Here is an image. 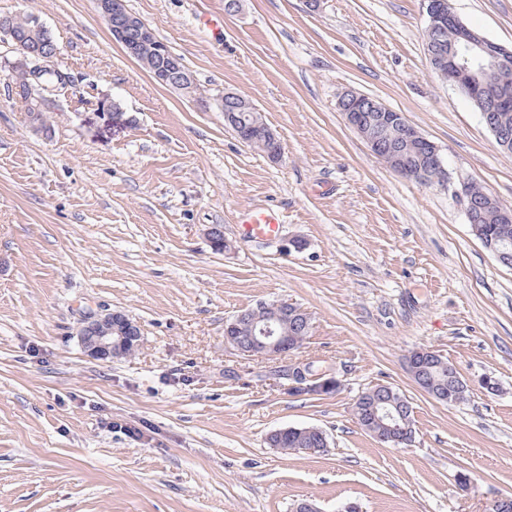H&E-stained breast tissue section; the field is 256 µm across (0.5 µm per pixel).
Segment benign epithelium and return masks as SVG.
<instances>
[{
  "instance_id": "1",
  "label": "benign epithelium",
  "mask_w": 512,
  "mask_h": 512,
  "mask_svg": "<svg viewBox=\"0 0 512 512\" xmlns=\"http://www.w3.org/2000/svg\"><path fill=\"white\" fill-rule=\"evenodd\" d=\"M95 4L99 15L112 30V39L125 47L127 55L139 58L144 50H150L155 82L193 97V74L181 66V58L156 36L154 29L127 8L126 0H95ZM427 15L426 33L431 35L427 49L433 69L440 73L447 70L455 75L457 89L481 106L484 124L500 146L507 152L512 150V138L500 131L498 125V111L512 107V90L502 86L492 96L486 97L483 95L486 83L480 77L486 66L491 72L512 69V50L473 32L448 9V0H427ZM29 23V34L21 39L15 34L12 23L1 20L0 42L10 44L17 53L13 68L26 73L28 100L34 101L28 120L33 129L39 130V110L45 104L43 76L49 72L46 63L53 61L60 49L39 17L30 18ZM447 27L455 32L456 45L451 47L440 38L441 31ZM219 107L224 112L225 125L242 141L260 138L266 145L267 157L274 162L280 160L281 142L252 102L234 92H226L220 97ZM338 108L346 123L367 140L372 152L382 159L390 158L391 168L400 175L423 184L446 178L438 147L414 129L402 113L353 90L341 94ZM395 123L404 128V135L398 141L387 136L388 128ZM464 204L472 233L483 238L487 249L499 263L512 267V248L499 243L496 237H484L479 227L483 213L489 209L495 210L496 223L512 224V210L489 195L479 201L466 196ZM250 313L249 309L243 310L224 323V343L241 355L274 359L294 351L310 335V315L292 303H274L271 314L261 323L252 319ZM79 337L90 357L107 361L122 357L135 347L141 337V329L125 314L108 312L85 321ZM406 363L410 375L424 391L442 400L446 399V394L453 393V387L444 390L425 377L426 364L444 363L439 352L421 348L409 353ZM288 379L292 382V391L312 394L322 392L326 384L333 382L331 374L317 373L308 363L288 366ZM367 394L370 396L372 420L385 423L381 441L391 445L411 443L413 437L409 429L394 423L395 416L402 417L404 412L400 408L394 412L387 407L390 390L373 388Z\"/></svg>"
}]
</instances>
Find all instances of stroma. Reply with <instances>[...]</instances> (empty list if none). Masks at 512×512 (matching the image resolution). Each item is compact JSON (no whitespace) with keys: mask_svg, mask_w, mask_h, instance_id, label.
<instances>
[{"mask_svg":"<svg viewBox=\"0 0 512 512\" xmlns=\"http://www.w3.org/2000/svg\"><path fill=\"white\" fill-rule=\"evenodd\" d=\"M448 3L512 47V0ZM126 4L200 100L156 84L94 0H0V16L39 15L72 79L48 88L49 129L32 131L0 43V512H487L512 497V267L472 234L458 195L473 183L512 208V153L432 70L424 0ZM348 89L434 142L447 182L375 156L338 110ZM227 90L261 109L280 161L225 127ZM257 208L279 215L277 234L241 239ZM213 225L229 251L212 249ZM276 301L310 313L295 357L338 392L290 393L273 361L225 345L226 319ZM112 311L138 323L140 345L93 359L79 328ZM420 347L455 366L465 402L416 387L405 357ZM376 384L410 401L411 445L356 423ZM305 426L326 431L325 454L269 446Z\"/></svg>","mask_w":512,"mask_h":512,"instance_id":"35a3bbf8","label":"stroma"}]
</instances>
